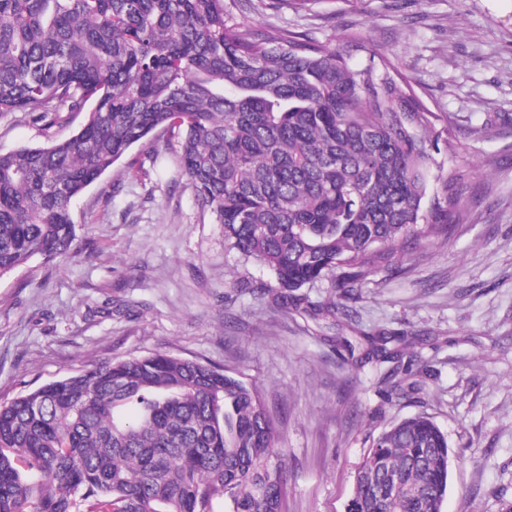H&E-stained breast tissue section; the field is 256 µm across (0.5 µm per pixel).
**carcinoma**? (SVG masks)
I'll use <instances>...</instances> for the list:
<instances>
[{
	"label": "carcinoma",
	"instance_id": "obj_1",
	"mask_svg": "<svg viewBox=\"0 0 512 512\" xmlns=\"http://www.w3.org/2000/svg\"><path fill=\"white\" fill-rule=\"evenodd\" d=\"M225 0H0V117L62 141L0 151V277L72 253L75 198L162 129L271 304L350 288L465 218L435 115L375 61L226 20ZM257 390L165 352L95 363L0 402V512H286V449ZM452 453L426 416L375 439L347 512H440Z\"/></svg>",
	"mask_w": 512,
	"mask_h": 512
}]
</instances>
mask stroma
I'll use <instances>...</instances> for the list:
<instances>
[{"label":"stroma","mask_w":512,"mask_h":512,"mask_svg":"<svg viewBox=\"0 0 512 512\" xmlns=\"http://www.w3.org/2000/svg\"><path fill=\"white\" fill-rule=\"evenodd\" d=\"M229 22L386 59L435 113L440 174L467 204L448 243L399 245L336 316L303 288L276 311L273 274L224 239L182 175L180 138L157 133L73 206V253L0 278V401L85 366L158 351L223 369L261 393L287 452L288 512H345L377 435L426 414L454 461L442 512L512 502V0H317L308 10L225 0ZM24 113L0 118V149L66 139ZM156 156L147 165V156ZM387 335V359L365 340Z\"/></svg>","instance_id":"stroma-1"}]
</instances>
